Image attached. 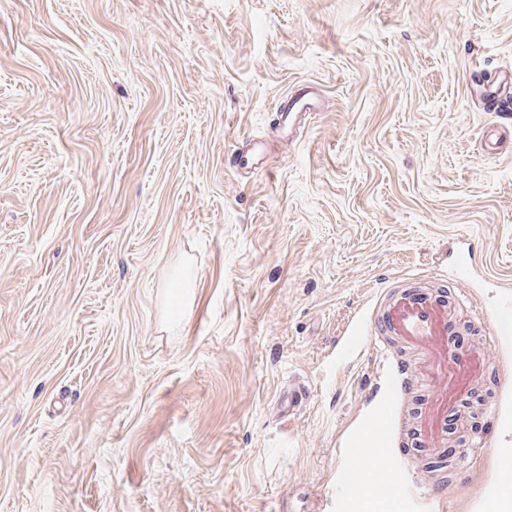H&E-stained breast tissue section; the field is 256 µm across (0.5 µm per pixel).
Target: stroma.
Returning <instances> with one entry per match:
<instances>
[{
	"instance_id": "35a3bbf8",
	"label": "stroma",
	"mask_w": 512,
	"mask_h": 512,
	"mask_svg": "<svg viewBox=\"0 0 512 512\" xmlns=\"http://www.w3.org/2000/svg\"><path fill=\"white\" fill-rule=\"evenodd\" d=\"M507 65L512 0H0V512H327L359 309L463 239L512 279V127L486 154L471 92ZM494 312L469 292L459 356ZM486 356L440 512L512 496ZM315 91H304L300 95H286L276 104V112H282V126H286L290 120H302L308 118L315 111Z\"/></svg>"
}]
</instances>
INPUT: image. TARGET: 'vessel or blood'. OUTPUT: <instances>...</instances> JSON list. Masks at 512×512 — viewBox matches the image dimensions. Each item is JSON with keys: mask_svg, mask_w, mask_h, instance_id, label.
Segmentation results:
<instances>
[{"mask_svg": "<svg viewBox=\"0 0 512 512\" xmlns=\"http://www.w3.org/2000/svg\"><path fill=\"white\" fill-rule=\"evenodd\" d=\"M315 91L281 98L276 109L283 121L308 118L315 109ZM484 99L501 119L512 118V70L503 69L488 83ZM477 265L468 249L458 251L452 279L457 287L473 283ZM449 301L436 292L408 287L384 296L372 310L360 313L347 328L338 352L349 356L369 345L393 337L418 351L433 383L414 422L421 442L439 449L448 413L470 397L486 364L483 352L461 360L448 347ZM488 332L497 341L512 339V285L502 284L499 304ZM374 376L382 395L369 415L340 437V452L349 466L336 475L335 501L339 512H383V502L397 504L399 512H435L437 500L413 470L404 467L393 446L398 418V393L411 388L398 364L380 352Z\"/></svg>", "mask_w": 512, "mask_h": 512, "instance_id": "1", "label": "vessel or blood"}]
</instances>
